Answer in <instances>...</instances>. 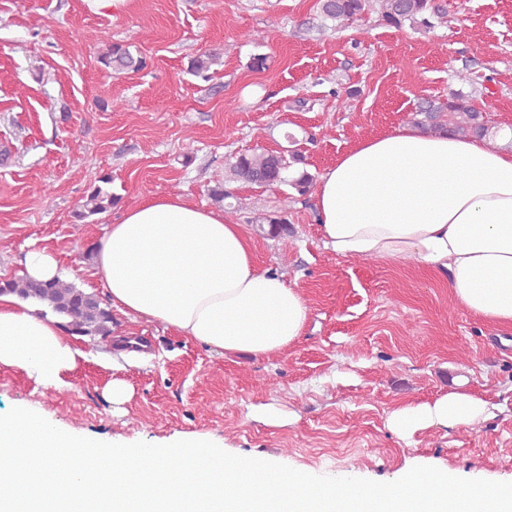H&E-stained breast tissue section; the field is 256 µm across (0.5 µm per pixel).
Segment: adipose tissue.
Wrapping results in <instances>:
<instances>
[{"instance_id":"obj_1","label":"adipose tissue","mask_w":512,"mask_h":512,"mask_svg":"<svg viewBox=\"0 0 512 512\" xmlns=\"http://www.w3.org/2000/svg\"><path fill=\"white\" fill-rule=\"evenodd\" d=\"M314 197L337 255L413 259L447 272L463 309L512 326V150L399 127L341 155ZM94 275L113 309L227 356L285 353L309 313L284 275L258 268L241 225L178 195L124 209L96 246ZM83 357L59 321L0 295V367L56 387ZM488 411L483 399L452 391L395 409L389 425L406 436L469 425Z\"/></svg>"}]
</instances>
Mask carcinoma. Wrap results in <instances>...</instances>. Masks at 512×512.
<instances>
[{
    "mask_svg": "<svg viewBox=\"0 0 512 512\" xmlns=\"http://www.w3.org/2000/svg\"><path fill=\"white\" fill-rule=\"evenodd\" d=\"M322 18L336 29L362 20L369 11L378 13L385 24L400 28L406 24L430 30L438 24L448 23L450 4L445 0H318ZM219 58L217 52L200 54L190 61V71L209 79L211 66ZM100 63L112 71H138L146 67V59L133 55L129 48L120 43H110L101 54ZM410 123L425 132L445 131L461 136L484 138L494 132L488 118L472 94L460 90L448 93L444 99H426L408 113ZM303 163L296 152L284 155L275 151H252L227 159L224 163V182L209 190L212 200L228 204L233 209L241 205L231 183H247L261 187L288 186L299 194H305L314 181V176L305 168L298 175L288 176V169ZM111 178L104 176L92 184L87 191L80 209L74 218L85 219L104 213L118 203L107 188ZM268 225L265 234L277 237L288 233V220L279 213L263 216L259 225ZM12 294L21 300H31L53 313L67 319L64 328L79 336H99L103 339L112 335V314L101 306L100 298L87 293L61 279L34 281L28 276L14 275L0 278V295Z\"/></svg>",
    "mask_w": 512,
    "mask_h": 512,
    "instance_id": "1",
    "label": "carcinoma"
}]
</instances>
